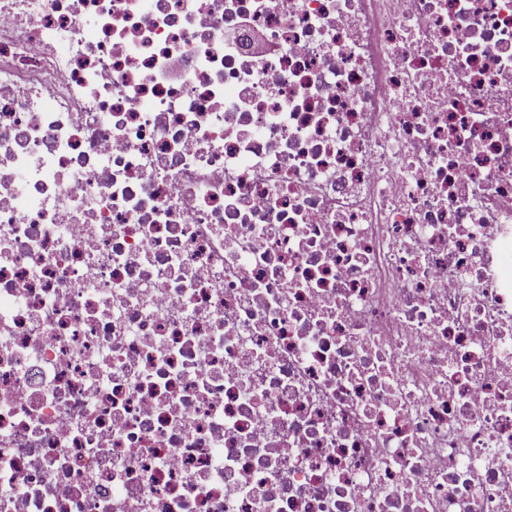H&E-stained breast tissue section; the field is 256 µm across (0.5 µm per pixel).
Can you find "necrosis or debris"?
Wrapping results in <instances>:
<instances>
[{
	"label": "necrosis or debris",
	"instance_id": "obj_1",
	"mask_svg": "<svg viewBox=\"0 0 512 512\" xmlns=\"http://www.w3.org/2000/svg\"><path fill=\"white\" fill-rule=\"evenodd\" d=\"M0 512H512V0H0Z\"/></svg>",
	"mask_w": 512,
	"mask_h": 512
}]
</instances>
